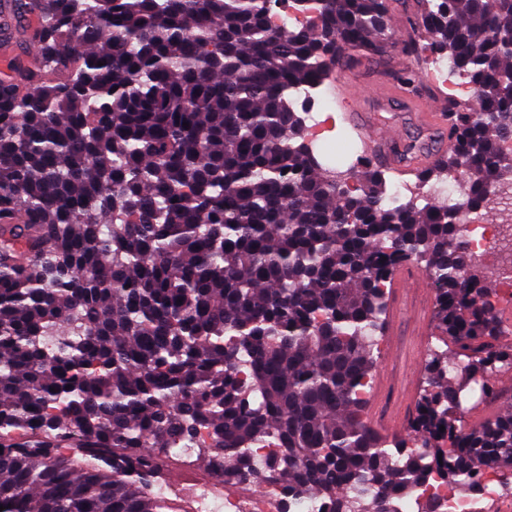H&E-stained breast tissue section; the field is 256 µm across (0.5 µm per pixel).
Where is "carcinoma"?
Wrapping results in <instances>:
<instances>
[{"label": "carcinoma", "mask_w": 512, "mask_h": 512, "mask_svg": "<svg viewBox=\"0 0 512 512\" xmlns=\"http://www.w3.org/2000/svg\"><path fill=\"white\" fill-rule=\"evenodd\" d=\"M278 2L0 0L22 49L0 76L3 512H163L154 487L200 428L217 484L326 512H399L434 464L470 488L512 478V409L464 420L461 393L512 349L460 212L391 199L367 157L346 187L290 105L357 54L448 58L476 103L448 104V153L415 176L463 172L483 210L512 188V0H416L422 40L401 43L392 0H319L295 30ZM408 264L463 357L425 364L418 451L361 396ZM261 439L278 451L256 468ZM346 486L376 495L356 511Z\"/></svg>", "instance_id": "1"}]
</instances>
